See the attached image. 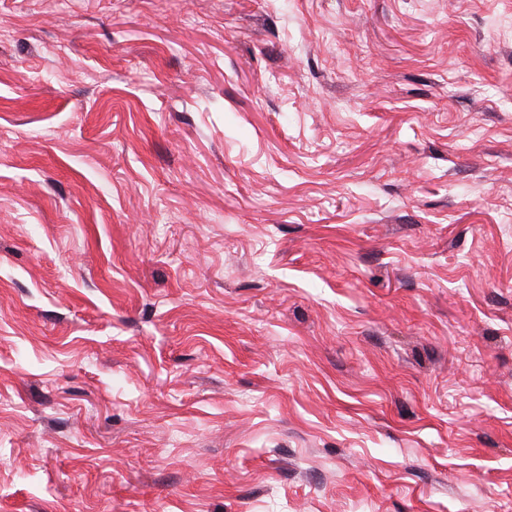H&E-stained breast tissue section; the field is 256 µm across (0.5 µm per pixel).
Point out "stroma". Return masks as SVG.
I'll return each instance as SVG.
<instances>
[{
  "instance_id": "stroma-1",
  "label": "stroma",
  "mask_w": 512,
  "mask_h": 512,
  "mask_svg": "<svg viewBox=\"0 0 512 512\" xmlns=\"http://www.w3.org/2000/svg\"><path fill=\"white\" fill-rule=\"evenodd\" d=\"M0 512H512V0H0Z\"/></svg>"
}]
</instances>
